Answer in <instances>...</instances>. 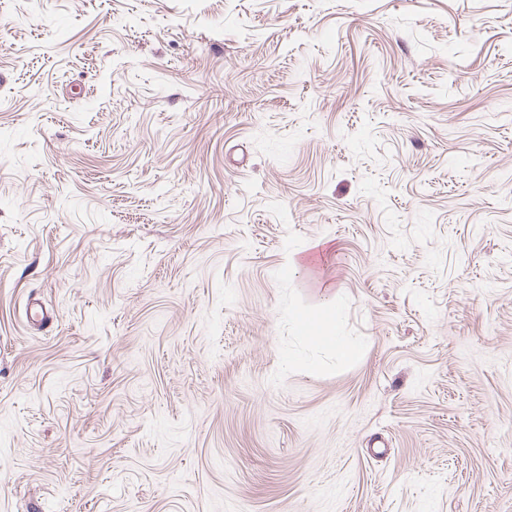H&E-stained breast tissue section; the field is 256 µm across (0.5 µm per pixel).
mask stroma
<instances>
[{
  "label": "stroma",
  "mask_w": 512,
  "mask_h": 512,
  "mask_svg": "<svg viewBox=\"0 0 512 512\" xmlns=\"http://www.w3.org/2000/svg\"><path fill=\"white\" fill-rule=\"evenodd\" d=\"M0 512H512V0H0Z\"/></svg>",
  "instance_id": "obj_1"
}]
</instances>
